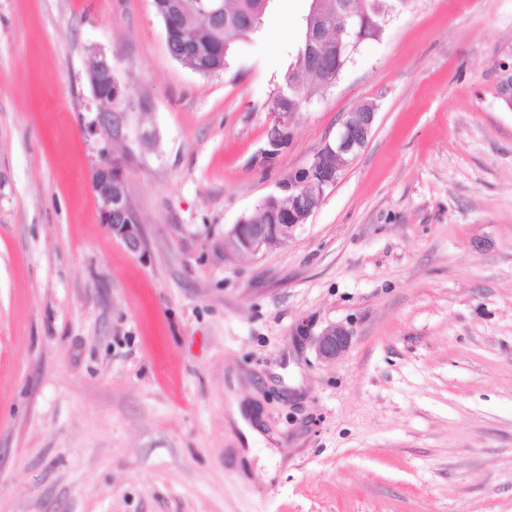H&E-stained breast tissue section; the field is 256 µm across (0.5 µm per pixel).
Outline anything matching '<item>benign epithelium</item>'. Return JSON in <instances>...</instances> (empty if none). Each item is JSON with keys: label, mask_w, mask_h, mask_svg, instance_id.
Segmentation results:
<instances>
[{"label": "benign epithelium", "mask_w": 512, "mask_h": 512, "mask_svg": "<svg viewBox=\"0 0 512 512\" xmlns=\"http://www.w3.org/2000/svg\"><path fill=\"white\" fill-rule=\"evenodd\" d=\"M358 14L349 4L336 6V31L318 27L310 54L318 57L329 48L340 47L352 37L353 17ZM499 98L512 108V51L496 64ZM278 104L269 113L267 130L270 145L279 149L288 144V129L295 113L288 111V93L279 90ZM136 99H131L123 112L100 110L87 126L89 134L100 137L108 163L98 165L92 174V188L100 203V217L112 233L131 252L141 250V226L129 208L123 179L124 158L112 153V142L125 138L126 116L134 110ZM377 107L365 103L346 113L336 137L325 143L314 155L310 165L299 170L282 190L288 193V207L279 212L273 224H235L224 233V244L238 252L257 253L276 243H285L302 228L319 208L326 189L334 186L341 172L355 160L371 135ZM351 335L336 324L325 327L313 339L318 358L333 362L350 347Z\"/></svg>", "instance_id": "1"}]
</instances>
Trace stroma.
Listing matches in <instances>:
<instances>
[{"instance_id":"stroma-1","label":"stroma","mask_w":512,"mask_h":512,"mask_svg":"<svg viewBox=\"0 0 512 512\" xmlns=\"http://www.w3.org/2000/svg\"><path fill=\"white\" fill-rule=\"evenodd\" d=\"M310 5L272 0L203 76L153 0H0V512H512V0L395 8L269 157ZM97 49L143 103L137 254L91 184ZM366 102L307 224L225 248ZM331 324L351 346L327 363ZM235 404L272 439L249 460ZM497 92L510 109L512 108V48L496 64ZM275 98L278 104L275 112H273L275 99L272 101L269 111L267 134L270 145L274 149H279L288 144V129L294 116L298 112L295 111L296 109L293 112H288V92H284V90L280 89ZM351 335L342 326L331 324L313 339V347L318 358L333 362L350 347Z\"/></svg>"}]
</instances>
